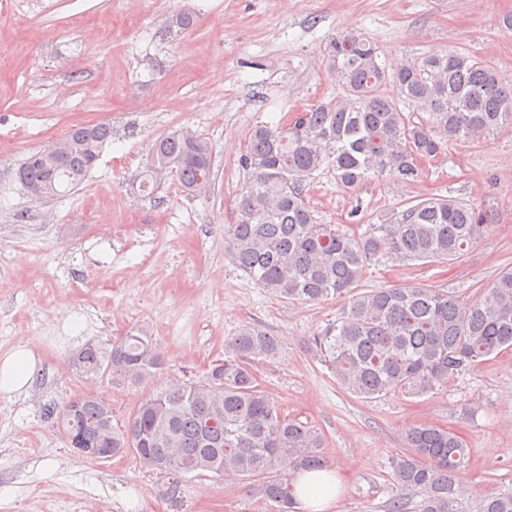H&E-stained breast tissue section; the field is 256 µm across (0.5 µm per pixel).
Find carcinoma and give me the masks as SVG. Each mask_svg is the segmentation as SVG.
<instances>
[{"label":"carcinoma","instance_id":"obj_1","mask_svg":"<svg viewBox=\"0 0 512 512\" xmlns=\"http://www.w3.org/2000/svg\"><path fill=\"white\" fill-rule=\"evenodd\" d=\"M196 24L188 12L166 20L169 31ZM328 69L341 93L276 126L255 125L244 145L245 179L236 223L224 233L234 264L258 287L291 303L344 298L343 316L313 337L318 360L346 391L364 399L394 393L423 396L448 378L512 349V268L500 271L478 298L464 301L440 288H379L361 292L376 259L452 261L463 256L495 223L494 210L457 198H428L393 209L361 235L322 224L305 201V187L326 167L337 184L354 188L388 175L404 186L419 181V160L436 155L441 139L473 140L512 127V85L459 52L430 54L397 69L380 61L378 47L356 35H336L326 48ZM426 112L416 123L405 109ZM112 127L70 128L40 155L27 156L17 180L36 201L78 186L94 168ZM212 153L189 129L158 138L149 148L140 187L159 188L172 177L189 194L210 187ZM198 381L176 379L148 392L121 428L112 404L95 391L67 401L48 418L65 426L70 447L133 452L146 469L167 477L176 501L186 475L249 479L252 496L295 512L291 484L273 474L322 470L316 437L283 416L260 387L250 360L273 355L276 337L258 326L243 328ZM88 374L131 387L147 386L163 365L152 336L130 329L109 352L81 349ZM410 451L393 461V478L422 494L419 512H469L455 495L468 457L466 442L437 426L407 434ZM477 512H512V494H491Z\"/></svg>","mask_w":512,"mask_h":512}]
</instances>
